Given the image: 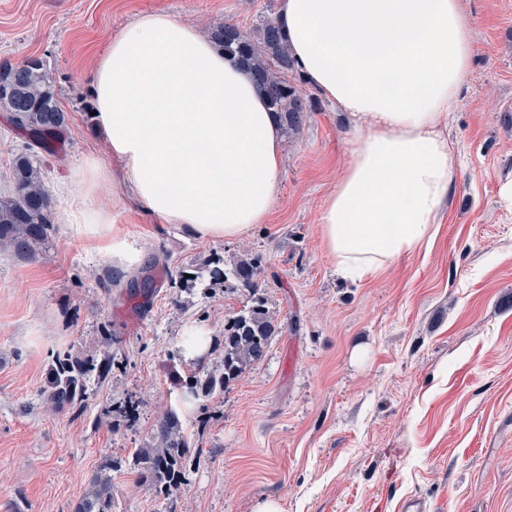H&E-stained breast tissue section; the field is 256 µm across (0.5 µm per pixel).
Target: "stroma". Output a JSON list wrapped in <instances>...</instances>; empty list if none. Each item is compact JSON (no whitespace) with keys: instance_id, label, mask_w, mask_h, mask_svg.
Returning <instances> with one entry per match:
<instances>
[{"instance_id":"35a3bbf8","label":"stroma","mask_w":512,"mask_h":512,"mask_svg":"<svg viewBox=\"0 0 512 512\" xmlns=\"http://www.w3.org/2000/svg\"><path fill=\"white\" fill-rule=\"evenodd\" d=\"M278 0H0V59L41 57L67 111V140L42 156L56 222L39 255L0 246V512H74L105 459L113 512H400L425 497L437 512H512V0H462L477 51L448 118L458 162L434 241L362 284L342 280L324 250L320 209L342 177L347 124L322 96L283 141L281 191L267 223L203 241L129 203L118 166L90 119L96 58L135 15L163 10L207 31L249 30ZM98 189L79 182L89 163ZM104 208L139 251L120 264L73 235L68 215ZM260 258L259 284L278 331L264 356L224 392L186 412L196 454L172 496L131 464L157 414L176 403L186 336L224 356V325L243 288L185 291L157 278L160 260L206 270ZM113 339L109 376L62 411L43 401L53 353L98 355ZM136 400L128 424L119 409Z\"/></svg>"}]
</instances>
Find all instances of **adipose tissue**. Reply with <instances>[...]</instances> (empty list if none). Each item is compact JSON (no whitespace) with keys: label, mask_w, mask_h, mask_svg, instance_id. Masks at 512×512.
Instances as JSON below:
<instances>
[{"label":"adipose tissue","mask_w":512,"mask_h":512,"mask_svg":"<svg viewBox=\"0 0 512 512\" xmlns=\"http://www.w3.org/2000/svg\"><path fill=\"white\" fill-rule=\"evenodd\" d=\"M297 70L350 123L349 164L319 224L337 274L355 283L427 246L457 177L445 135L474 54L461 0H279ZM92 120L128 198L201 240L266 223L283 135L251 76L195 27L140 14L99 56ZM70 229L127 263L125 236L84 207Z\"/></svg>","instance_id":"adipose-tissue-1"}]
</instances>
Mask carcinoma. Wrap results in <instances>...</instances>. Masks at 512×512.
I'll list each match as a JSON object with an SVG mask.
<instances>
[{
  "mask_svg": "<svg viewBox=\"0 0 512 512\" xmlns=\"http://www.w3.org/2000/svg\"><path fill=\"white\" fill-rule=\"evenodd\" d=\"M209 37L224 53L235 57L251 75L266 98L270 111L288 136L297 134L314 111L313 98L297 84L298 70L288 46L271 19H262L251 30L224 22L209 29ZM0 81L11 92L0 97V110L13 115V125L30 134L34 142L15 154L0 191V245L17 255L32 258L47 241L53 224L51 198L44 185L35 148L53 151L66 142L68 122L59 94L48 73L47 61L28 58L20 63L0 62ZM170 280L187 291L208 282L235 281L250 292V304L224 324V357L221 368L210 371L202 361L192 362L183 380L181 398L205 401L216 391L240 379L263 355L276 325L258 284L260 260L241 256L230 262L217 261L206 273L185 268H163ZM112 339L102 344L98 357L70 352L52 355L44 401L52 410L82 403L91 381H101L112 371ZM192 451L176 409L162 411L153 442L133 452L132 463L141 482L156 494L169 496L186 482L187 462ZM116 461H105L75 512H112V470Z\"/></svg>",
  "mask_w": 512,
  "mask_h": 512,
  "instance_id": "obj_1",
  "label": "carcinoma"
}]
</instances>
